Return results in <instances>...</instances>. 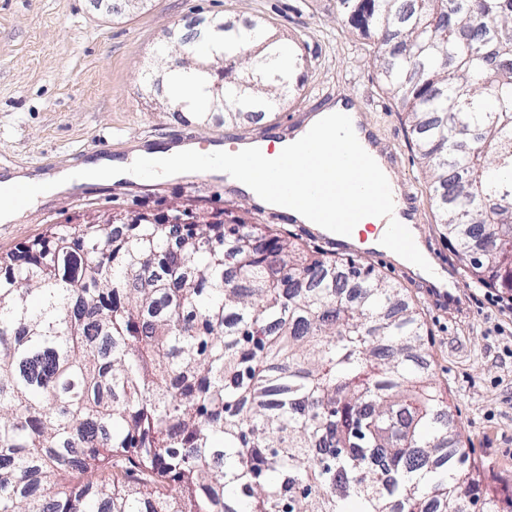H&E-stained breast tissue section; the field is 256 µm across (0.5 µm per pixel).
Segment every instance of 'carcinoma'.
I'll return each instance as SVG.
<instances>
[{
	"label": "carcinoma",
	"instance_id": "obj_1",
	"mask_svg": "<svg viewBox=\"0 0 512 512\" xmlns=\"http://www.w3.org/2000/svg\"><path fill=\"white\" fill-rule=\"evenodd\" d=\"M381 76L470 277L512 289V0H336ZM263 20L173 68L274 114ZM59 224L0 254V512H465L478 482L427 333L374 269L238 216ZM382 459L379 469L373 457Z\"/></svg>",
	"mask_w": 512,
	"mask_h": 512
}]
</instances>
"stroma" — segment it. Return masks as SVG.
Wrapping results in <instances>:
<instances>
[{
	"instance_id": "obj_1",
	"label": "stroma",
	"mask_w": 512,
	"mask_h": 512,
	"mask_svg": "<svg viewBox=\"0 0 512 512\" xmlns=\"http://www.w3.org/2000/svg\"><path fill=\"white\" fill-rule=\"evenodd\" d=\"M269 19L270 31L292 48L294 89L277 115L209 125L190 113L170 111L166 71L175 56L159 58L164 32L191 19ZM381 47L363 38L336 12V0H149L141 10L108 13L93 0H0V173L23 168L50 171L102 156L126 158L134 149L181 142L195 133L201 144L220 133L224 143L283 139L310 112L339 99L360 105L374 135L391 144L393 172L420 206V235L448 270L457 273L463 307L442 312L429 300L420 276L392 260L336 245L309 224L248 201L223 177L87 183L81 195L66 192L0 223V252L13 250L52 224L77 214L158 212L175 204L214 211L240 207L259 223L330 258L354 257L387 276L420 310L429 332L433 379L448 398L472 461L480 496L497 512H512V291L474 283L443 235L428 202L429 179L414 149L399 103L380 81Z\"/></svg>"
}]
</instances>
